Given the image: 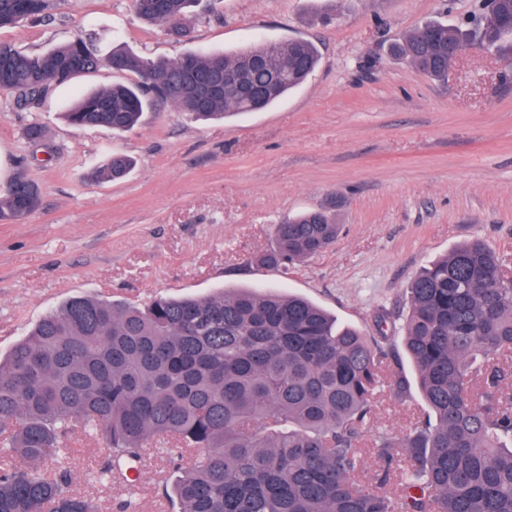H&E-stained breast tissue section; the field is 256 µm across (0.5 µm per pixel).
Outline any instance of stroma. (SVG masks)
<instances>
[{"label": "stroma", "mask_w": 512, "mask_h": 512, "mask_svg": "<svg viewBox=\"0 0 512 512\" xmlns=\"http://www.w3.org/2000/svg\"><path fill=\"white\" fill-rule=\"evenodd\" d=\"M54 3L52 21L2 28L0 43L42 52L82 28L101 52L118 40L173 61L302 38L321 63L274 107L201 123L158 104L126 133L61 117L77 94L125 81L106 67L35 109L0 95V189L22 174L42 198L25 220L0 223V354L75 295L141 306L157 295L258 286L303 296L369 336L386 317L382 331L412 384L401 399L382 393L364 435L406 432L425 409L402 351L408 283L473 238L512 263V76L469 45L435 81L390 46L430 20L460 23L478 0H202L181 42L141 21L132 0ZM33 122L48 147L24 139ZM114 153L134 158L131 172L92 178ZM331 202L342 226L332 247L284 273L251 264L277 224ZM73 445L75 489L98 512H116L124 490L90 475L104 458L100 441L78 433ZM172 460L162 450L146 461L139 512H169L158 481L173 477Z\"/></svg>", "instance_id": "1"}]
</instances>
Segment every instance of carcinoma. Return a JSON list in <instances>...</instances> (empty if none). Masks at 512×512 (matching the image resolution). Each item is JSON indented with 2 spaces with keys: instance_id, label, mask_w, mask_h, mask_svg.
Wrapping results in <instances>:
<instances>
[{
  "instance_id": "1",
  "label": "carcinoma",
  "mask_w": 512,
  "mask_h": 512,
  "mask_svg": "<svg viewBox=\"0 0 512 512\" xmlns=\"http://www.w3.org/2000/svg\"><path fill=\"white\" fill-rule=\"evenodd\" d=\"M200 0H133L136 15L191 33ZM0 0V28L51 16L52 0L20 15ZM469 28L430 21L396 52L425 75H448L468 44L512 60V0H479ZM151 59L124 45L100 55L81 31L45 52L0 43V93L32 107L79 74L122 59L129 82L82 94L67 109L80 127L134 129L167 103L197 119L253 112L235 91L208 93L224 73L265 92L262 108L301 86L320 62L310 41H259L233 52ZM134 160L113 153L93 171L125 178ZM41 204L38 185L15 176L0 190V223ZM334 211L301 213L277 225L253 262L286 271L338 236ZM479 239L451 250L407 285L402 336L429 416L404 434L363 442L371 401L401 398L409 382L384 330L366 336L311 301L263 288H216L206 297H157L139 307L74 296L46 312L0 357V512H98L62 465L80 431L105 440L95 478L175 448L178 474L163 496L177 512H512V274ZM383 472L364 479V460ZM401 479L386 489L390 473Z\"/></svg>"
}]
</instances>
